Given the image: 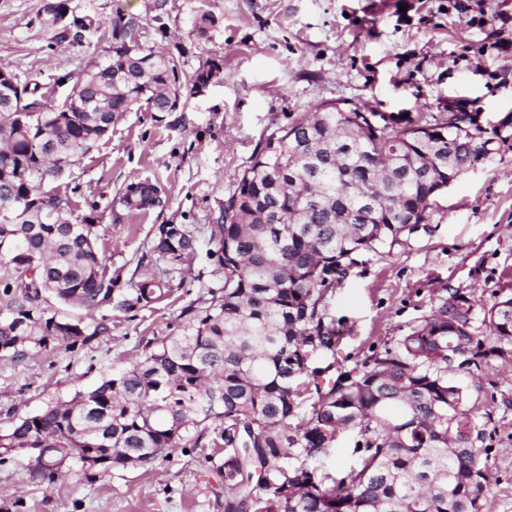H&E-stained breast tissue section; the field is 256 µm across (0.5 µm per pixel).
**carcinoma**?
<instances>
[{
    "instance_id": "carcinoma-1",
    "label": "carcinoma",
    "mask_w": 512,
    "mask_h": 512,
    "mask_svg": "<svg viewBox=\"0 0 512 512\" xmlns=\"http://www.w3.org/2000/svg\"><path fill=\"white\" fill-rule=\"evenodd\" d=\"M44 4L54 38L90 32L112 43V55L91 57L65 99L40 111L35 90L0 84V210L28 214L0 223V353L21 360L32 350L64 343L73 349L108 330L39 306L47 291L90 316L112 305V277L98 256L94 224L73 216L68 202L41 192L61 176L47 149L75 163L124 113L146 106L173 112L216 78L208 58L190 74L173 54L141 42L145 18L116 12L103 25L78 15L69 0ZM451 130L425 118L373 132L366 113L321 105L271 140L243 172L217 225L224 287L186 322L183 333L146 343L144 358L94 389L11 422L0 431L6 454L27 457L33 479L66 466L151 465L172 448L203 439L221 454L224 512H482L490 482L485 426L467 407L466 386L451 370L475 375L489 360L512 364V296L482 304L477 335L474 303L454 291L392 347L374 350L361 367L326 378L336 359L338 331L325 298L357 263L374 252L393 258L428 231L429 209L448 179L489 157L498 133L473 126ZM377 196L372 213L363 201ZM156 199L149 186L119 198L127 208ZM177 227L160 231L156 250L173 261L195 251ZM154 279L117 301L132 310L162 298ZM316 399L307 412V395ZM354 432L356 464L340 478L313 462L338 437Z\"/></svg>"
}]
</instances>
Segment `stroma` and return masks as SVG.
I'll use <instances>...</instances> for the list:
<instances>
[{
	"instance_id": "stroma-1",
	"label": "stroma",
	"mask_w": 512,
	"mask_h": 512,
	"mask_svg": "<svg viewBox=\"0 0 512 512\" xmlns=\"http://www.w3.org/2000/svg\"><path fill=\"white\" fill-rule=\"evenodd\" d=\"M44 0H0V68L37 86L42 109L69 93L92 50L55 41L41 24ZM153 0H69L108 21L115 11L144 15L141 41L171 52L183 71L209 58L223 70L204 95L173 112L125 113L63 177L44 191L68 200L94 223L114 299L152 277L166 299L123 311L103 308L107 333L69 350L52 345L21 361L0 356V428L70 400L142 359L145 344L177 334L192 309L224 285L211 229L268 136L320 104L373 114L378 124L402 116L443 120L467 111L475 126L501 136L493 153L436 200L430 233L396 257L361 256L326 297L341 322L336 363L352 369L422 321L444 290L474 303L512 294V0H166L162 23L148 20ZM216 26L198 36L195 20ZM68 84H59L60 76ZM148 182L157 204L116 205L130 184ZM193 236L181 262L161 256V227ZM471 385L477 414L491 413L488 463L493 481L482 512H512V365L491 361ZM209 448L174 450L145 469L74 468L52 482L30 480L23 458L0 460V512H224L222 480Z\"/></svg>"
}]
</instances>
